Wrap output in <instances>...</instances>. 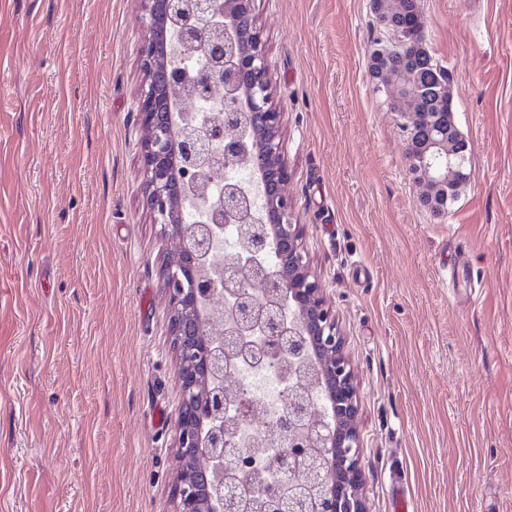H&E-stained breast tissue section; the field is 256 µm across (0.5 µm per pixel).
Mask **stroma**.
I'll return each instance as SVG.
<instances>
[{
	"mask_svg": "<svg viewBox=\"0 0 512 512\" xmlns=\"http://www.w3.org/2000/svg\"><path fill=\"white\" fill-rule=\"evenodd\" d=\"M470 178L418 202L371 0H255L294 223L359 386L366 512H512V0H421ZM137 0H0V512H175Z\"/></svg>",
	"mask_w": 512,
	"mask_h": 512,
	"instance_id": "obj_1",
	"label": "stroma"
}]
</instances>
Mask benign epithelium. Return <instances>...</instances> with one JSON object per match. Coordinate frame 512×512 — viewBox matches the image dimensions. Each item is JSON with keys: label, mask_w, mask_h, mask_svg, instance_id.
Masks as SVG:
<instances>
[{"label": "benign epithelium", "mask_w": 512, "mask_h": 512, "mask_svg": "<svg viewBox=\"0 0 512 512\" xmlns=\"http://www.w3.org/2000/svg\"><path fill=\"white\" fill-rule=\"evenodd\" d=\"M149 36L141 47L147 203L179 243L167 260L173 347L182 399L174 419L177 512H365L357 429L359 388L344 339L292 222L284 187L282 113L273 105L269 64L254 0H139ZM198 57L189 71L185 63ZM224 86L206 123L184 108ZM237 134L225 136L228 123ZM254 145L264 169L255 185L224 183L215 168ZM469 142L457 138L448 168L463 172ZM239 225L237 261L246 285L227 274L217 251L229 219ZM287 368L279 419L253 440L230 408L244 400L231 368L245 354ZM283 447L261 473L266 491L243 490L250 448Z\"/></svg>", "instance_id": "7a95c632"}]
</instances>
